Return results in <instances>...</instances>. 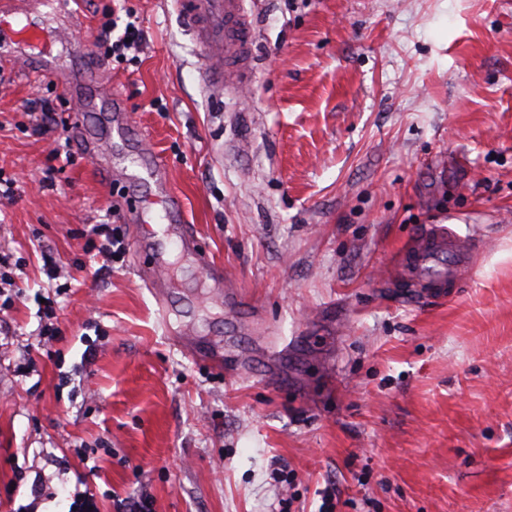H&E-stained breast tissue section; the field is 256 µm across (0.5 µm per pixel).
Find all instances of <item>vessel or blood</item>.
Here are the masks:
<instances>
[{
  "label": "vessel or blood",
  "mask_w": 512,
  "mask_h": 512,
  "mask_svg": "<svg viewBox=\"0 0 512 512\" xmlns=\"http://www.w3.org/2000/svg\"><path fill=\"white\" fill-rule=\"evenodd\" d=\"M180 14L203 49L201 79L211 95L235 92L255 69L252 18L246 0H177ZM471 248L453 229L419 228L400 259L401 277L421 296L442 295L468 265Z\"/></svg>",
  "instance_id": "b4317fda"
}]
</instances>
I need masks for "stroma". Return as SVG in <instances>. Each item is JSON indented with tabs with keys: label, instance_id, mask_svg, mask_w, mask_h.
Wrapping results in <instances>:
<instances>
[{
	"label": "stroma",
	"instance_id": "obj_1",
	"mask_svg": "<svg viewBox=\"0 0 512 512\" xmlns=\"http://www.w3.org/2000/svg\"><path fill=\"white\" fill-rule=\"evenodd\" d=\"M247 7L257 67L220 100L173 0H83L68 39L0 49V169L18 187L0 203L17 284L0 306V512H69L87 491L99 512L143 493L153 512H317L326 488L336 512H512V0ZM127 12L142 52L95 76L101 25ZM74 77L122 97L197 231L165 259L166 307L141 274L166 226L125 178L137 156L35 132L46 101L97 129ZM103 222L126 247L108 268L85 247ZM425 224L476 247L433 301L398 274ZM47 298L62 333L44 351Z\"/></svg>",
	"mask_w": 512,
	"mask_h": 512
}]
</instances>
